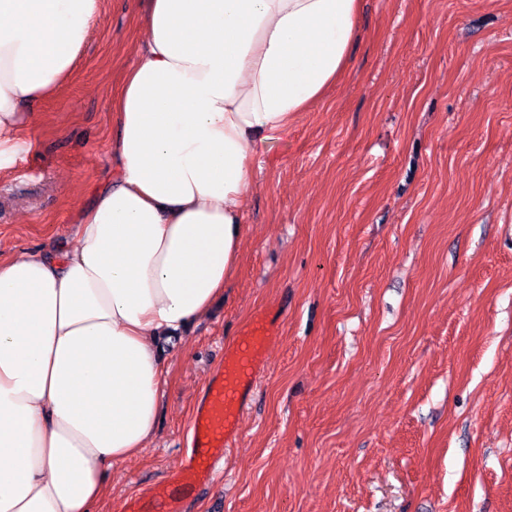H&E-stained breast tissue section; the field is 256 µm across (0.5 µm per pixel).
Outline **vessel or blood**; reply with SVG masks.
Returning <instances> with one entry per match:
<instances>
[{"label": "vessel or blood", "mask_w": 512, "mask_h": 512, "mask_svg": "<svg viewBox=\"0 0 512 512\" xmlns=\"http://www.w3.org/2000/svg\"><path fill=\"white\" fill-rule=\"evenodd\" d=\"M277 336L270 312L257 314L233 348L224 352V365L212 378L192 422L191 451L170 477L172 486L191 489L206 484L224 449L237 435V423L257 373L266 345Z\"/></svg>", "instance_id": "b4317fda"}]
</instances>
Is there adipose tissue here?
I'll return each instance as SVG.
<instances>
[{"label": "adipose tissue", "instance_id": "1", "mask_svg": "<svg viewBox=\"0 0 512 512\" xmlns=\"http://www.w3.org/2000/svg\"><path fill=\"white\" fill-rule=\"evenodd\" d=\"M101 0H0V159L59 95ZM361 0H148L112 101L115 176L59 256L0 261V512H95L155 432L163 339L242 244L258 149L343 74Z\"/></svg>", "mask_w": 512, "mask_h": 512}]
</instances>
